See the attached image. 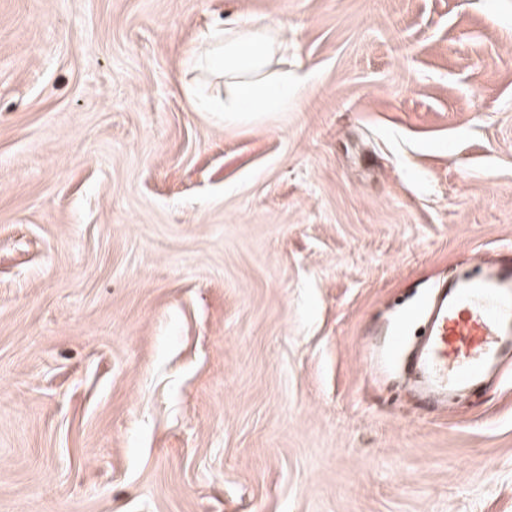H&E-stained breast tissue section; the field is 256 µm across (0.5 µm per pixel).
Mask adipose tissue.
I'll list each match as a JSON object with an SVG mask.
<instances>
[{
	"mask_svg": "<svg viewBox=\"0 0 512 512\" xmlns=\"http://www.w3.org/2000/svg\"><path fill=\"white\" fill-rule=\"evenodd\" d=\"M280 29L270 22H244L212 31L195 65L224 78V98L207 102L211 112L224 115L228 125L250 122L267 112H284L305 85L304 77L271 71L280 50Z\"/></svg>",
	"mask_w": 512,
	"mask_h": 512,
	"instance_id": "adipose-tissue-1",
	"label": "adipose tissue"
}]
</instances>
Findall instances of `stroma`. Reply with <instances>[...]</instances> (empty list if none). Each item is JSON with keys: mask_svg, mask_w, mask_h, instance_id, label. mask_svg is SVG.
I'll return each mask as SVG.
<instances>
[{"mask_svg": "<svg viewBox=\"0 0 512 512\" xmlns=\"http://www.w3.org/2000/svg\"><path fill=\"white\" fill-rule=\"evenodd\" d=\"M277 22L225 124L208 29ZM512 246V0H0V512H512V361L376 330ZM280 28L270 22H244L215 29L194 64L224 76V101H209V112H224L228 125L250 122L266 112H285L306 79L269 67L280 51Z\"/></svg>", "mask_w": 512, "mask_h": 512, "instance_id": "stroma-1", "label": "stroma"}]
</instances>
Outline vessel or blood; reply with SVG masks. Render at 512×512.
I'll list each match as a JSON object with an SVG mask.
<instances>
[{"label":"vessel or blood","mask_w":512,"mask_h":512,"mask_svg":"<svg viewBox=\"0 0 512 512\" xmlns=\"http://www.w3.org/2000/svg\"><path fill=\"white\" fill-rule=\"evenodd\" d=\"M426 313L428 331L413 363L422 390L438 400L487 378L512 356V255L441 289Z\"/></svg>","instance_id":"vessel-or-blood-1"}]
</instances>
